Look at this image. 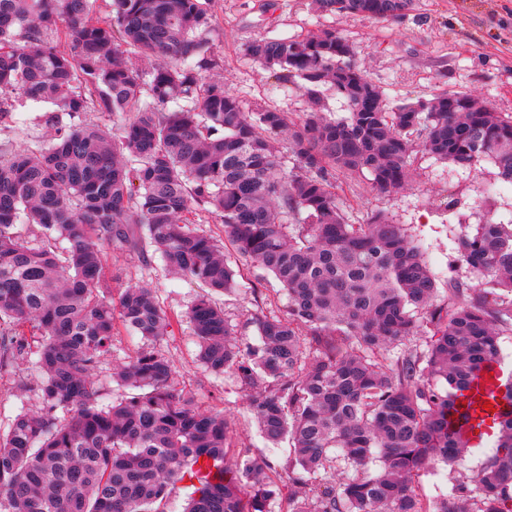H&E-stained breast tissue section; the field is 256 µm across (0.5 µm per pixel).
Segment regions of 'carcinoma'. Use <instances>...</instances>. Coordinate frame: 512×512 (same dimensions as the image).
<instances>
[{"mask_svg":"<svg viewBox=\"0 0 512 512\" xmlns=\"http://www.w3.org/2000/svg\"><path fill=\"white\" fill-rule=\"evenodd\" d=\"M209 0H0V122L42 106L47 142L0 143V350L41 336L40 408L0 431V512H166L168 490L193 487L184 512H512V417L495 418L500 451L427 502L412 488L426 465L454 461L469 440L448 416L472 405L475 381L512 333V219L486 211L460 225L454 262L475 285L436 278L402 224L380 214L348 223L336 176L380 194L410 185L414 154L496 168L512 186V116L449 89L389 101L330 30L254 41L246 54L301 81L298 121L249 109L204 75L212 58ZM322 14L392 20L414 0H313ZM65 49H57V43ZM156 59L148 71L130 59ZM347 107L324 113L322 88ZM127 115L114 137L87 120ZM288 133L286 171L279 136ZM213 214L237 258L288 296L283 317H251L258 342L234 329L212 292L235 290L217 240L191 228ZM146 236L175 274L203 288L186 312L198 357L232 373L262 438L290 453L275 465L241 448L224 415L178 390L156 345L171 316L147 285L111 296L106 249ZM145 348L112 380L132 390L105 402L94 368L119 327ZM424 333L425 346L404 348ZM308 335L312 346L304 347ZM346 472L338 481L336 469Z\"/></svg>","mask_w":512,"mask_h":512,"instance_id":"obj_1","label":"carcinoma"}]
</instances>
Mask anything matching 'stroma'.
Instances as JSON below:
<instances>
[{
	"label": "stroma",
	"instance_id": "1",
	"mask_svg": "<svg viewBox=\"0 0 512 512\" xmlns=\"http://www.w3.org/2000/svg\"><path fill=\"white\" fill-rule=\"evenodd\" d=\"M208 33L215 75L224 87L247 106L271 105L299 119L306 110L297 87L281 88L278 72L245 56L246 44L275 35L303 37L319 29H333L351 45L354 61L366 70L389 98L398 102L427 100L443 90L474 94L497 112L512 115V0H415L408 15L379 21L351 15L315 13L309 0H212ZM414 186L390 195L373 191L367 181L338 177L336 192L350 223H364L381 213L394 223L407 225L437 278L438 288L448 286L457 269L451 252L460 224H480L485 208L484 189L493 183L495 168L487 161L473 169H457L427 155H417ZM453 210H446L447 200ZM108 264L117 279L114 288L145 284L152 287L166 311L171 328L161 351L174 363L180 388L191 394L201 409L223 411L237 445L269 452L280 461L289 454L288 444L268 450L246 412L243 392L234 375H214L199 362L198 347L186 312L200 292L198 284L168 273L149 242L136 250L108 252ZM216 302L245 341L256 342L249 323L256 312L285 315L287 299L273 277L255 279L244 273L233 292L219 294ZM38 339L25 338L23 358L0 370V430L22 410L37 402L41 377L34 367ZM142 347L138 336L120 331L112 353L98 364L96 379L109 399L125 396L112 380L114 369ZM498 443H471L461 460L429 466L413 483L415 492L437 500L460 481L474 476L478 466L495 454Z\"/></svg>",
	"mask_w": 512,
	"mask_h": 512
}]
</instances>
